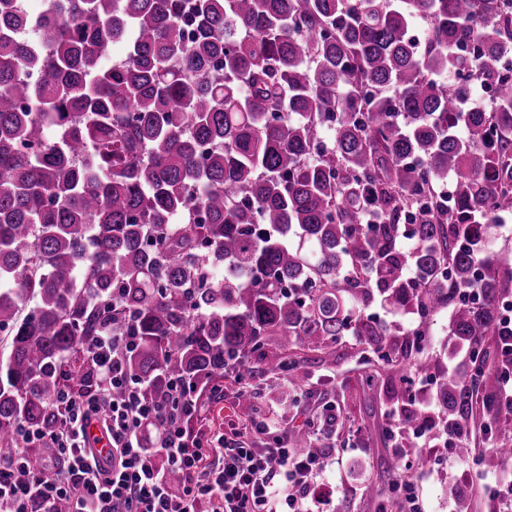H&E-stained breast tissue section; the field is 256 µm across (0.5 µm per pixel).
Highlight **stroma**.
Returning a JSON list of instances; mask_svg holds the SVG:
<instances>
[{
  "label": "stroma",
  "mask_w": 512,
  "mask_h": 512,
  "mask_svg": "<svg viewBox=\"0 0 512 512\" xmlns=\"http://www.w3.org/2000/svg\"><path fill=\"white\" fill-rule=\"evenodd\" d=\"M354 345L352 337H345L337 344L332 362L321 361L319 353H306L302 369L310 374L315 390L310 403L292 404L287 376L268 372L252 380L256 392L253 403H237L232 388H225L223 400L206 407V423L229 438L246 431L253 441L257 435L248 429L252 418L270 419L272 432L284 435L301 427L324 404L335 405L338 429L328 439L332 454L315 489L319 512H376L366 485L378 476L374 460L396 443L404 461H411L422 451L432 455L428 468L408 473L407 482L419 498L420 512H512V505L495 509L484 494L486 483L512 474V462L502 463L495 455L501 444L497 435L478 434L475 455L462 461L448 448L445 434L436 429L420 436L408 431L393 440L383 438L381 427L392 407L389 399H382L375 418L363 417L352 389L343 384L344 379L357 376ZM463 488L469 489L470 495L461 502L456 492Z\"/></svg>",
  "instance_id": "stroma-1"
}]
</instances>
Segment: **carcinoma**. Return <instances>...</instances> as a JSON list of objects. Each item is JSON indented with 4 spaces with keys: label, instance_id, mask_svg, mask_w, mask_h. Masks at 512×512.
<instances>
[{
    "label": "carcinoma",
    "instance_id": "carcinoma-1",
    "mask_svg": "<svg viewBox=\"0 0 512 512\" xmlns=\"http://www.w3.org/2000/svg\"><path fill=\"white\" fill-rule=\"evenodd\" d=\"M510 56L512 0H0V448L88 383L102 330L134 338L146 398L182 383L200 404L250 364L306 401L302 354L352 336L364 412L416 363L435 395L399 429L442 423L462 461L478 426L509 442L482 346L512 296L485 254L512 208ZM477 87L500 96L473 109ZM449 307L463 373L429 350ZM336 420L292 440L325 459ZM380 468L377 512H405L400 459ZM369 313L388 329H406L412 323L410 315L398 313L390 309H382L380 305H374Z\"/></svg>",
    "mask_w": 512,
    "mask_h": 512
}]
</instances>
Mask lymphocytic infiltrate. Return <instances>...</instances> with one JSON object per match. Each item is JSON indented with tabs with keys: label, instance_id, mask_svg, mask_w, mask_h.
Masks as SVG:
<instances>
[{
	"label": "lymphocytic infiltrate",
	"instance_id": "1",
	"mask_svg": "<svg viewBox=\"0 0 512 512\" xmlns=\"http://www.w3.org/2000/svg\"><path fill=\"white\" fill-rule=\"evenodd\" d=\"M128 336L97 337L95 373L82 392L63 389L44 427L28 426L0 449V512H304L324 462L294 456L284 440L254 447L200 428L195 447L178 430L175 405L144 398L127 374L119 348ZM98 425L112 453L97 458L86 428ZM39 466H31L32 455Z\"/></svg>",
	"mask_w": 512,
	"mask_h": 512
}]
</instances>
